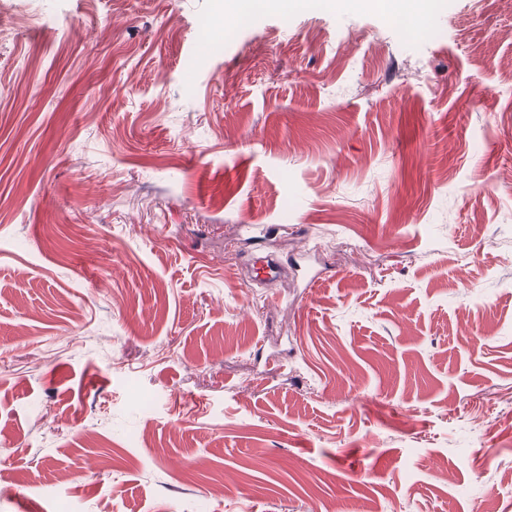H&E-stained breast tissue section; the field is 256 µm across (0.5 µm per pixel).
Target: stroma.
I'll return each mask as SVG.
<instances>
[{
	"mask_svg": "<svg viewBox=\"0 0 512 512\" xmlns=\"http://www.w3.org/2000/svg\"><path fill=\"white\" fill-rule=\"evenodd\" d=\"M215 19L0 0V512H512V0ZM355 5L379 10L392 24L411 34L423 30L424 20L433 7L432 0H350Z\"/></svg>",
	"mask_w": 512,
	"mask_h": 512,
	"instance_id": "35a3bbf8",
	"label": "stroma"
}]
</instances>
